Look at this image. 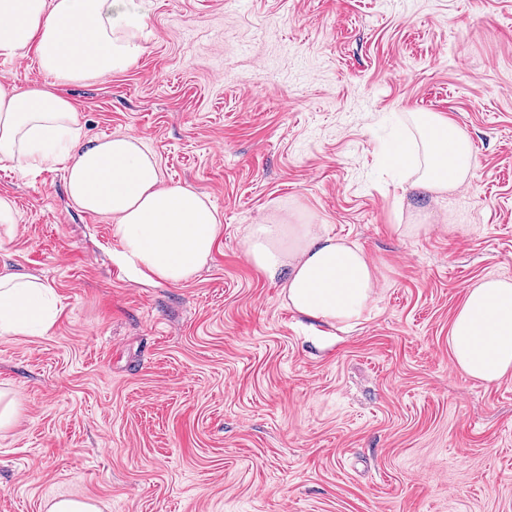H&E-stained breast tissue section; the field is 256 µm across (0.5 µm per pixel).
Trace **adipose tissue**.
Listing matches in <instances>:
<instances>
[{
	"instance_id": "1",
	"label": "adipose tissue",
	"mask_w": 512,
	"mask_h": 512,
	"mask_svg": "<svg viewBox=\"0 0 512 512\" xmlns=\"http://www.w3.org/2000/svg\"><path fill=\"white\" fill-rule=\"evenodd\" d=\"M147 39L142 0H0V57L33 54L56 82L101 79L130 67ZM413 188L439 196L473 175L467 135L434 112L411 114ZM26 178L62 165L73 203L111 215L121 260L136 274L178 286L209 259L220 218L189 185L166 184L154 155L134 135L87 139L66 96L44 85H0V162ZM249 263L279 282L289 307L326 324L348 325L368 309L377 269L359 245L293 215L250 225ZM56 320L51 288L38 278L0 274V335H43ZM463 374L490 385L512 376V279L467 288L448 336Z\"/></svg>"
}]
</instances>
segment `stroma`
<instances>
[{
  "label": "stroma",
  "instance_id": "1",
  "mask_svg": "<svg viewBox=\"0 0 512 512\" xmlns=\"http://www.w3.org/2000/svg\"><path fill=\"white\" fill-rule=\"evenodd\" d=\"M145 22L127 70L61 91L87 138L141 137L221 230L188 282L138 281L62 166L0 163V272L59 306L47 334L0 336L20 404L0 512H512V377L484 385L448 351L465 289L512 278V0H150ZM410 112L471 141L473 178L434 201L389 162ZM298 207L379 271L328 337L244 252ZM47 512H100L98 506L89 500L72 498L53 499L47 503Z\"/></svg>",
  "mask_w": 512,
  "mask_h": 512
}]
</instances>
